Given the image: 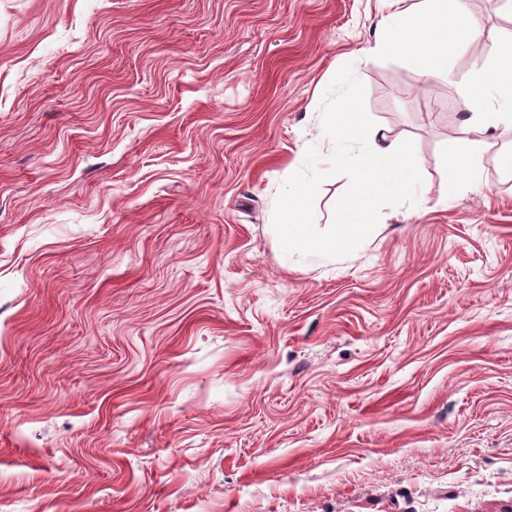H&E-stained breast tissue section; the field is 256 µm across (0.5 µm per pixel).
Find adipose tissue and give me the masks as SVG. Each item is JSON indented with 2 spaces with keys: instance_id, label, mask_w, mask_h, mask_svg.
<instances>
[{
  "instance_id": "obj_1",
  "label": "adipose tissue",
  "mask_w": 512,
  "mask_h": 512,
  "mask_svg": "<svg viewBox=\"0 0 512 512\" xmlns=\"http://www.w3.org/2000/svg\"><path fill=\"white\" fill-rule=\"evenodd\" d=\"M449 0H417L406 9L383 16L382 34L370 47L373 55H395L416 60L426 79L448 76L445 63L450 52L474 42L477 21L462 9H449ZM490 64L468 81L464 94L470 116L453 137L445 141L443 153L451 167L449 196L459 195L478 178L475 150L490 130L512 127V36L506 45L488 51Z\"/></svg>"
}]
</instances>
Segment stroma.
Here are the masks:
<instances>
[{
  "label": "stroma",
  "mask_w": 512,
  "mask_h": 512,
  "mask_svg": "<svg viewBox=\"0 0 512 512\" xmlns=\"http://www.w3.org/2000/svg\"><path fill=\"white\" fill-rule=\"evenodd\" d=\"M459 6L426 81L387 0H0V512H512V129L440 152L512 9ZM347 63L425 196L289 259Z\"/></svg>",
  "instance_id": "35a3bbf8"
}]
</instances>
